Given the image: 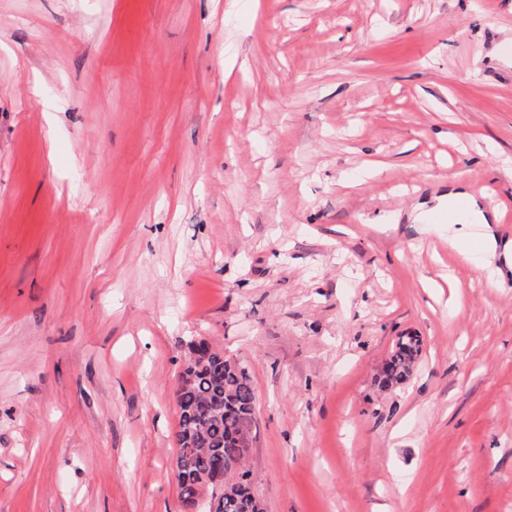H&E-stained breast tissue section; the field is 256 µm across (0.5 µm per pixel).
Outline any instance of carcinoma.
<instances>
[{
    "label": "carcinoma",
    "mask_w": 512,
    "mask_h": 512,
    "mask_svg": "<svg viewBox=\"0 0 512 512\" xmlns=\"http://www.w3.org/2000/svg\"><path fill=\"white\" fill-rule=\"evenodd\" d=\"M421 352L415 336H400L386 360L379 386L390 389L412 374ZM183 372L190 376L175 391L179 409L175 433L179 458L189 474L224 467L228 474L224 490V512L249 509L247 488L251 480L245 469L248 449L236 445V435L256 421V395L249 371L224 357L221 351L207 352L202 343L192 345Z\"/></svg>",
    "instance_id": "1"
}]
</instances>
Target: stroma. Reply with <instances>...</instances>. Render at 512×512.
Masks as SVG:
<instances>
[{
  "label": "stroma",
  "instance_id": "stroma-1",
  "mask_svg": "<svg viewBox=\"0 0 512 512\" xmlns=\"http://www.w3.org/2000/svg\"><path fill=\"white\" fill-rule=\"evenodd\" d=\"M512 0H0V512H185L191 342L264 512H512ZM409 380L380 390L398 336ZM453 225L448 227V243L464 261H471L472 256L476 253L475 246L479 249V253L496 254L499 246L496 237L488 233L475 237L471 228L467 226L470 224H461L463 226L459 228H455ZM475 242H477L476 245H474Z\"/></svg>",
  "mask_w": 512,
  "mask_h": 512
}]
</instances>
